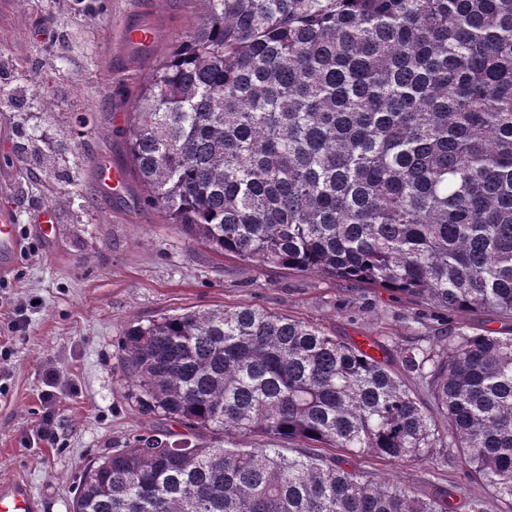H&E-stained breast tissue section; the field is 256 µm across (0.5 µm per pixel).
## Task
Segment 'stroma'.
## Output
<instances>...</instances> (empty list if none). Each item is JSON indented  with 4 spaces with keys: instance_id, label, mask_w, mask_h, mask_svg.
<instances>
[{
    "instance_id": "stroma-1",
    "label": "stroma",
    "mask_w": 512,
    "mask_h": 512,
    "mask_svg": "<svg viewBox=\"0 0 512 512\" xmlns=\"http://www.w3.org/2000/svg\"><path fill=\"white\" fill-rule=\"evenodd\" d=\"M139 0H0V210L26 240L0 277V485L26 480L38 512H72L85 469L152 431L185 429L143 411L123 371L127 328L196 310L255 306L313 323L347 342L368 336L389 350L411 341L420 312L408 297L363 282L300 275L220 257L145 201L127 153L130 105L165 51L198 25L197 0H152L161 29L150 56L111 67L112 41ZM51 102L43 110L41 98ZM127 172L113 191L97 178ZM64 204H57L58 196ZM54 211L49 239L37 232ZM62 385L55 437L40 440L45 374ZM344 465L426 494L449 493L456 512L481 493L460 471L357 457Z\"/></svg>"
}]
</instances>
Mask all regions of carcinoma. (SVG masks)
<instances>
[{"mask_svg":"<svg viewBox=\"0 0 512 512\" xmlns=\"http://www.w3.org/2000/svg\"><path fill=\"white\" fill-rule=\"evenodd\" d=\"M132 102L147 202L258 266L512 319V0H198ZM252 306L132 324L139 435L74 512H453L324 448L464 470L512 512V334L417 336L385 356ZM421 381L424 406L406 384ZM252 433L304 451L229 448Z\"/></svg>","mask_w":512,"mask_h":512,"instance_id":"obj_1","label":"carcinoma"}]
</instances>
